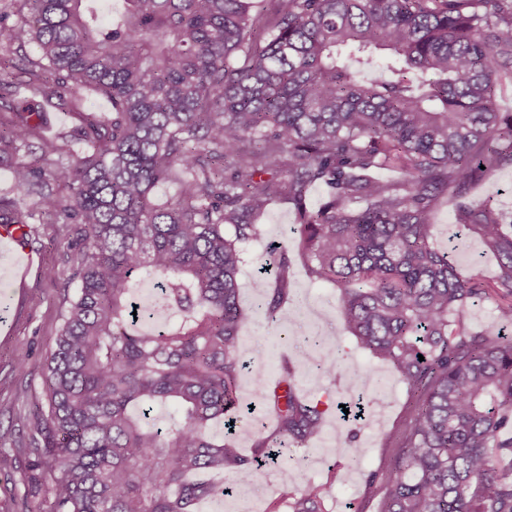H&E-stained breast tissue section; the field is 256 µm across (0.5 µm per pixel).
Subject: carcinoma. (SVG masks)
<instances>
[{
    "label": "carcinoma",
    "mask_w": 512,
    "mask_h": 512,
    "mask_svg": "<svg viewBox=\"0 0 512 512\" xmlns=\"http://www.w3.org/2000/svg\"><path fill=\"white\" fill-rule=\"evenodd\" d=\"M10 2L0 165L13 190L0 192V224L52 215L72 225L77 261L27 447L52 478L46 512H195L224 498V474L259 479L270 439L246 456L209 427L240 404L243 246L278 200L311 278L336 285L344 327L415 400L399 448L370 474L382 512H512V337L458 321L496 297L512 324V231L494 197L464 203L512 162V113L497 107L512 83V0ZM92 93L109 114L86 109ZM37 98L82 116L84 152L43 139ZM171 178L177 200L155 205ZM443 198L498 258L493 282L434 247ZM274 251L272 282L257 280L272 320L291 268L288 247ZM142 280L180 324L137 326ZM308 369L300 358L274 387L255 382L296 449L322 430L324 410L295 385ZM159 404L174 411L164 428L151 424ZM288 512H321L318 489Z\"/></svg>",
    "instance_id": "carcinoma-1"
}]
</instances>
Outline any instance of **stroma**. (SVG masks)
Here are the masks:
<instances>
[{
  "mask_svg": "<svg viewBox=\"0 0 512 512\" xmlns=\"http://www.w3.org/2000/svg\"><path fill=\"white\" fill-rule=\"evenodd\" d=\"M493 195L504 223L512 225V164L490 172L473 198ZM433 243L447 251L462 272L490 280L499 272L497 258L480 236L465 227L460 213L441 204L432 213ZM263 234L249 242L239 277L240 304L246 319L239 357L246 368L241 376V413L238 446L250 453L256 439L273 431L266 401L255 394L253 382L275 384L283 361L301 356L300 337L320 335L336 350V364L326 372L298 373L295 382L308 399L324 403L321 433L304 450L301 464L283 460L266 470L253 488L235 484L221 500L199 504L197 512H286L284 496L305 485L320 491L325 512H379L382 491L369 481L382 455L396 443V435L409 419L412 402L407 386L393 365L378 360L361 348L337 315L339 292L329 283L312 280L307 272L297 236L294 214L287 204L274 205L265 215ZM71 227L61 223H37L27 240L38 264L14 295L0 296V434L17 446L12 463L0 464V512H38L49 495L51 478L32 479L24 446L32 432L31 410L43 400L44 359L61 325V312L74 296L78 281L76 264L67 242ZM288 241L291 259L290 299L280 311L279 324L265 315L264 299L254 280L261 266L271 262L270 247ZM55 267L57 277L48 280L45 267ZM29 353L25 368H17L15 354ZM363 396L367 414L347 426L336 415L337 400ZM347 444L354 455L340 457L336 450Z\"/></svg>",
  "mask_w": 512,
  "mask_h": 512,
  "instance_id": "1",
  "label": "stroma"
}]
</instances>
